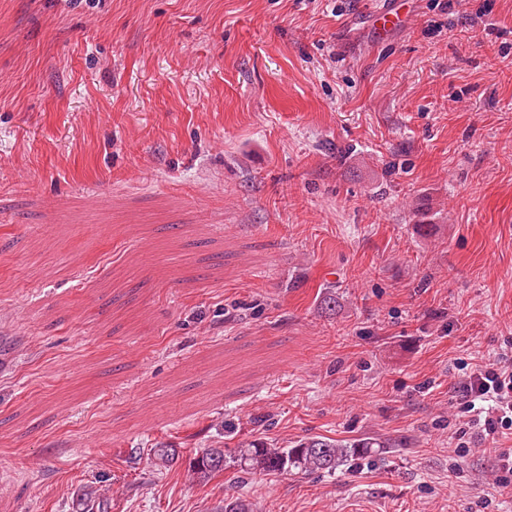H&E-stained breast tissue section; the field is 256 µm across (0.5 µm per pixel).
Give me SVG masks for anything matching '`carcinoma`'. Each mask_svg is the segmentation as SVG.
Wrapping results in <instances>:
<instances>
[{
	"mask_svg": "<svg viewBox=\"0 0 512 512\" xmlns=\"http://www.w3.org/2000/svg\"><path fill=\"white\" fill-rule=\"evenodd\" d=\"M415 217L417 229L422 233H429L433 227L429 205L421 204L415 210ZM379 447L381 444L370 437L336 440L315 436L300 440L291 448L251 441L233 450L208 448L193 459L189 470L202 482L230 468L245 474L297 471L331 475L342 466L370 456L373 449Z\"/></svg>",
	"mask_w": 512,
	"mask_h": 512,
	"instance_id": "1",
	"label": "carcinoma"
}]
</instances>
